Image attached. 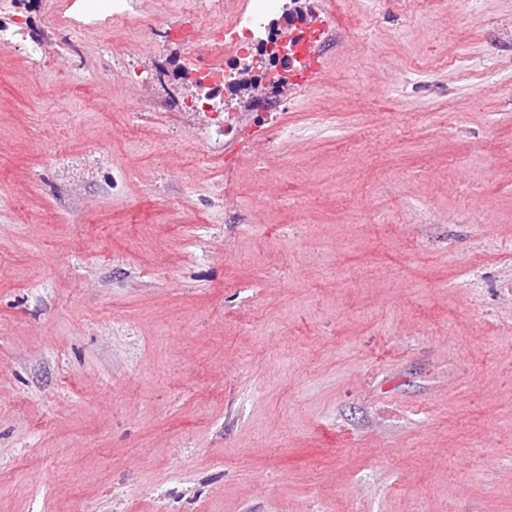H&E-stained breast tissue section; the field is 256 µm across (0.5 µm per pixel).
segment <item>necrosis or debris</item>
Segmentation results:
<instances>
[{
  "mask_svg": "<svg viewBox=\"0 0 512 512\" xmlns=\"http://www.w3.org/2000/svg\"><path fill=\"white\" fill-rule=\"evenodd\" d=\"M211 10L223 16L224 32L207 43L208 62L200 70L206 95L237 94L245 74L257 89L243 111L225 113L224 154H237L246 146L245 132L255 131L261 135L264 158H278L288 126L270 123L269 99L287 97V74L295 62L336 30L325 20L287 15L283 0H212Z\"/></svg>",
  "mask_w": 512,
  "mask_h": 512,
  "instance_id": "4bbe7bcc",
  "label": "necrosis or debris"
}]
</instances>
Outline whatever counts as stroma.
<instances>
[{"label":"stroma","mask_w":512,"mask_h":512,"mask_svg":"<svg viewBox=\"0 0 512 512\" xmlns=\"http://www.w3.org/2000/svg\"><path fill=\"white\" fill-rule=\"evenodd\" d=\"M138 9L0 0V512H512V0H295L235 232L224 19ZM85 9L93 15L108 14L112 21L131 26L142 25V20L134 10L133 0H86Z\"/></svg>","instance_id":"obj_1"}]
</instances>
